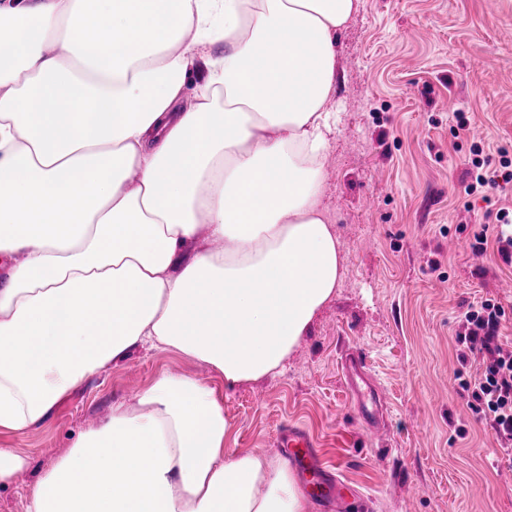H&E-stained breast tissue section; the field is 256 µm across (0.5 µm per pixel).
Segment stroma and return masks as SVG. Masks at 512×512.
<instances>
[{
    "mask_svg": "<svg viewBox=\"0 0 512 512\" xmlns=\"http://www.w3.org/2000/svg\"><path fill=\"white\" fill-rule=\"evenodd\" d=\"M337 88L321 207L340 242L341 285L279 372L228 389L222 374L173 350L132 348L0 447L28 459L0 487V512H27L28 490L81 433L134 404L164 374L213 388L232 425L230 452L279 459L297 426L320 474L344 488L313 512H512V468L470 406L456 336L470 304L491 298L512 338V266L452 249L512 188L467 192L473 143L512 158V0H359L337 44ZM481 59L473 67V59ZM466 113L471 130L456 113ZM358 348L388 400L366 428L344 392L341 358Z\"/></svg>",
    "mask_w": 512,
    "mask_h": 512,
    "instance_id": "stroma-1",
    "label": "stroma"
}]
</instances>
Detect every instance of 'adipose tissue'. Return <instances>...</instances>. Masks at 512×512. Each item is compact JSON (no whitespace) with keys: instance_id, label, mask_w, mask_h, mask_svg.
I'll return each mask as SVG.
<instances>
[{"instance_id":"ef3b65f1","label":"adipose tissue","mask_w":512,"mask_h":512,"mask_svg":"<svg viewBox=\"0 0 512 512\" xmlns=\"http://www.w3.org/2000/svg\"><path fill=\"white\" fill-rule=\"evenodd\" d=\"M358 6L0 0V430L138 345L228 388L283 368L342 277L320 160ZM231 431L214 389L162 375L79 437L27 512H309L287 461L228 453Z\"/></svg>"}]
</instances>
